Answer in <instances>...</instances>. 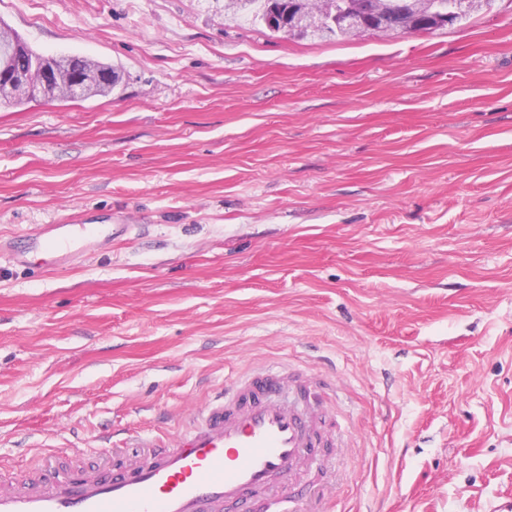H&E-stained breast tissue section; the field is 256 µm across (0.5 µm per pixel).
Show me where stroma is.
Masks as SVG:
<instances>
[{
    "label": "stroma",
    "instance_id": "stroma-1",
    "mask_svg": "<svg viewBox=\"0 0 512 512\" xmlns=\"http://www.w3.org/2000/svg\"><path fill=\"white\" fill-rule=\"evenodd\" d=\"M111 95L0 106V240L131 224L0 266V470L174 434L225 380L337 373L354 441L310 512H512V0L310 40L222 0H0ZM434 8V15L431 19L422 18L416 21L411 31L415 32H431L433 30L444 28L448 25H453L457 22L470 19L474 13H478L484 8H490L493 0H485L484 7L475 12H464L461 10H453V13L448 16V0H431ZM74 224H41L36 233L17 235L0 243V258L10 264H23L28 255L45 254L52 258L54 266L68 262L91 242L112 241L125 234L130 224H85L82 217Z\"/></svg>",
    "mask_w": 512,
    "mask_h": 512
}]
</instances>
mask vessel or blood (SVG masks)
Wrapping results in <instances>:
<instances>
[{
    "label": "vessel or blood",
    "mask_w": 512,
    "mask_h": 512,
    "mask_svg": "<svg viewBox=\"0 0 512 512\" xmlns=\"http://www.w3.org/2000/svg\"><path fill=\"white\" fill-rule=\"evenodd\" d=\"M127 225L43 224L0 242V258L28 255L68 262L91 242L122 236ZM335 390L327 375L307 378L279 365L250 369L225 382L171 438L136 437L137 459L105 449L89 470L73 473L43 457L34 473L0 477V512H283L302 500L292 485L269 488L272 475L291 476L319 450L334 445L340 424L309 399L310 389Z\"/></svg>",
    "instance_id": "b4317fda"
}]
</instances>
